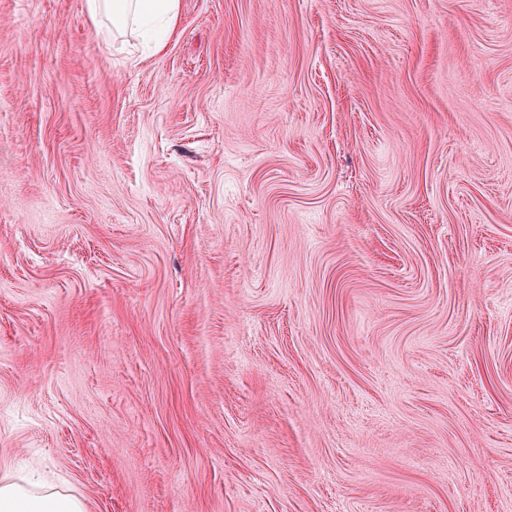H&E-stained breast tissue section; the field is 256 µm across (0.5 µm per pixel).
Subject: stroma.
Listing matches in <instances>:
<instances>
[{
	"mask_svg": "<svg viewBox=\"0 0 512 512\" xmlns=\"http://www.w3.org/2000/svg\"><path fill=\"white\" fill-rule=\"evenodd\" d=\"M0 0V470L88 512H512V0ZM85 4L94 23L104 17L111 22L113 39L141 34L160 51L176 30L177 0H86Z\"/></svg>",
	"mask_w": 512,
	"mask_h": 512,
	"instance_id": "35a3bbf8",
	"label": "stroma"
}]
</instances>
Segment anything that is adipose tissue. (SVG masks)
<instances>
[{
    "label": "adipose tissue",
    "instance_id": "obj_1",
    "mask_svg": "<svg viewBox=\"0 0 512 512\" xmlns=\"http://www.w3.org/2000/svg\"><path fill=\"white\" fill-rule=\"evenodd\" d=\"M91 20L108 19L112 37L143 35L163 49L173 36L178 0H85ZM0 512H86L82 497L63 488L34 490L11 473L0 474Z\"/></svg>",
    "mask_w": 512,
    "mask_h": 512
}]
</instances>
